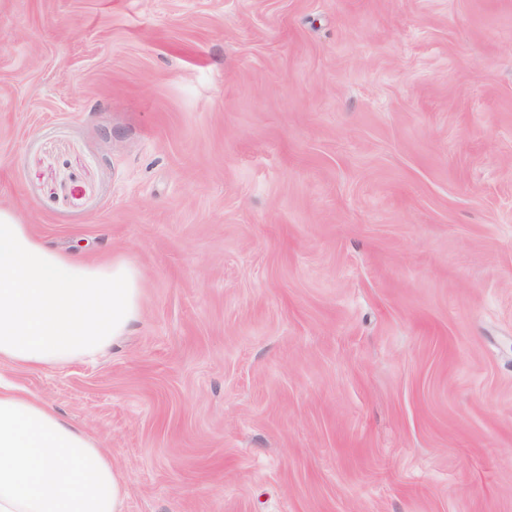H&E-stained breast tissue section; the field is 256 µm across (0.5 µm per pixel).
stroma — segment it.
<instances>
[{
  "label": "stroma",
  "instance_id": "stroma-1",
  "mask_svg": "<svg viewBox=\"0 0 512 512\" xmlns=\"http://www.w3.org/2000/svg\"><path fill=\"white\" fill-rule=\"evenodd\" d=\"M0 206L143 274L0 365L123 512H512V0H0Z\"/></svg>",
  "mask_w": 512,
  "mask_h": 512
}]
</instances>
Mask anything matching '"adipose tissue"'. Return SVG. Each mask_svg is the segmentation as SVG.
<instances>
[{"mask_svg": "<svg viewBox=\"0 0 512 512\" xmlns=\"http://www.w3.org/2000/svg\"><path fill=\"white\" fill-rule=\"evenodd\" d=\"M139 269L46 245L0 207V363L40 369L91 358L142 312ZM126 482L109 449L0 377V512H123Z\"/></svg>", "mask_w": 512, "mask_h": 512, "instance_id": "ef3b65f1", "label": "adipose tissue"}]
</instances>
